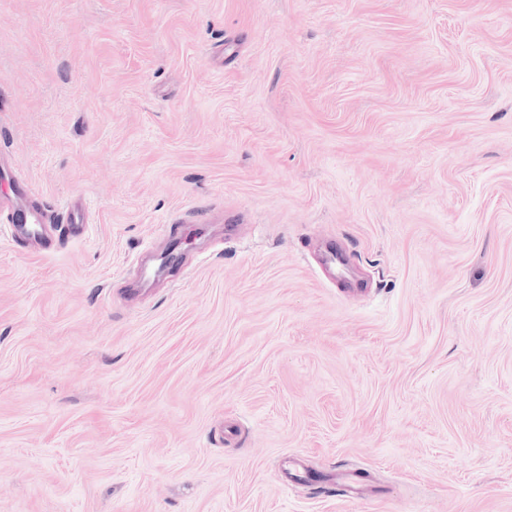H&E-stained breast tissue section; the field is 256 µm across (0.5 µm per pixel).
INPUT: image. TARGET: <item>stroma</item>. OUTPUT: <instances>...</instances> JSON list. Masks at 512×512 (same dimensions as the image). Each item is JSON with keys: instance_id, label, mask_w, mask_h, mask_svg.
Returning <instances> with one entry per match:
<instances>
[{"instance_id": "obj_1", "label": "stroma", "mask_w": 512, "mask_h": 512, "mask_svg": "<svg viewBox=\"0 0 512 512\" xmlns=\"http://www.w3.org/2000/svg\"><path fill=\"white\" fill-rule=\"evenodd\" d=\"M0 157V512H512V0H0ZM33 193L29 187L20 182L15 184L12 205L13 224L9 226L12 241L21 242L37 251L49 252L58 248L62 236L57 224L48 222L42 209L32 200Z\"/></svg>"}]
</instances>
